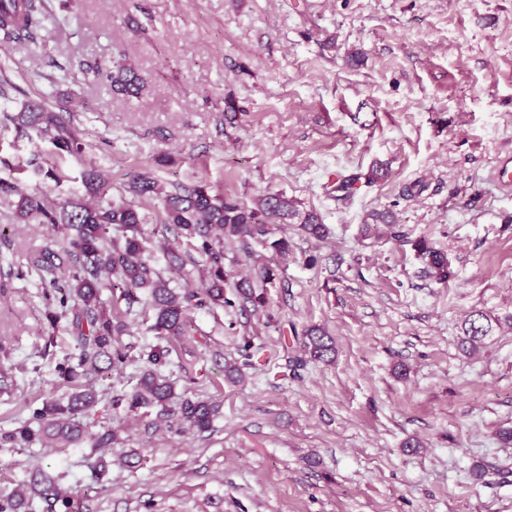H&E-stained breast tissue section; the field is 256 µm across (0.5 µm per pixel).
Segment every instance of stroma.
Here are the masks:
<instances>
[{"label": "stroma", "instance_id": "stroma-1", "mask_svg": "<svg viewBox=\"0 0 512 512\" xmlns=\"http://www.w3.org/2000/svg\"><path fill=\"white\" fill-rule=\"evenodd\" d=\"M44 26L0 46L5 103L65 108L86 144L62 185L30 167L50 146L0 117V178L64 202L86 194L82 174L112 176V197L148 175L200 182L245 203L269 192L300 202L323 239L278 225L287 257L263 283L238 241L224 244V308L202 307L174 341L165 373L177 393L220 404L210 431L177 435L156 409H107L121 429L104 480L66 454L0 447V490L21 488L27 466L62 474L79 512H512V189L494 179L512 154V0H44ZM125 55L140 96L114 93L83 72ZM386 163L388 180L341 200L337 178ZM426 189L403 197L406 184ZM142 231L159 268L165 248L190 243L142 203ZM394 212L379 239L361 226ZM48 224H18L0 198V434L27 405L63 399L55 366L78 350L65 322L50 324L40 273L25 255L52 246ZM447 252L437 281L418 240ZM250 278L259 310L235 301ZM147 292L119 304L129 361L96 378L104 398L132 393L140 356L159 339ZM492 330L461 346L471 312ZM336 341L333 362H305L312 326ZM258 351L243 380V340ZM135 456L124 459L123 454ZM483 479H475L477 466Z\"/></svg>", "mask_w": 512, "mask_h": 512}]
</instances>
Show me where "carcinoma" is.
Wrapping results in <instances>:
<instances>
[{
    "label": "carcinoma",
    "mask_w": 512,
    "mask_h": 512,
    "mask_svg": "<svg viewBox=\"0 0 512 512\" xmlns=\"http://www.w3.org/2000/svg\"><path fill=\"white\" fill-rule=\"evenodd\" d=\"M39 14L36 0H0V40L10 42L31 33ZM92 72L110 82L112 90L119 93L138 94L143 87L139 72L118 61L110 66L98 64ZM5 120L19 129H35L40 138L51 144L55 163L45 171L46 178L57 185L68 178L64 161L80 158L85 148L70 113L29 102L16 115L5 116ZM386 177V170L378 165L345 177L337 186L344 192L340 199H347L355 183L362 179L373 184ZM84 185L96 200L71 198L58 208L39 192L29 193L16 181L0 180V197L12 207L16 222L60 224L65 230L59 248L30 252L28 265L48 281L46 297L51 322L66 320V330L79 350L76 360L68 359L56 366L60 381L70 388L67 398H47L39 405L29 404L28 419L18 429L1 434L0 444L20 448L51 444L63 453L88 439L91 450L86 458L94 476L100 479L108 473L104 453L112 450L120 439L110 424L90 432V419L101 400L91 379L119 370L128 361L127 353L117 346L118 337L126 331V325L114 313L118 303L130 300L136 291H148L153 313L150 329L164 339H177L188 334L193 310L206 304L222 307L228 303L224 298V239L239 241L249 254L252 244L268 243L277 254L285 256L289 250L287 238L268 241L274 224L297 219L301 228L316 238L324 237L327 229L316 213L300 212L292 200L278 193H267L249 205L215 192L206 183L192 187L175 185L169 190L154 178L135 176L127 184L128 192L157 201L164 211L165 223L174 225L180 236L197 242L196 249L209 260L198 288L177 291L169 287V279L147 255L141 231L146 216L138 206L122 198H106L112 188L111 179L95 170L84 173ZM371 219L362 229L366 237L378 236L380 225L391 223L387 211L375 212ZM416 247L428 258L433 277L441 282L450 278L451 261L447 253L428 246L424 240ZM62 270L66 276L60 280L56 273ZM104 288L112 291L109 303L102 299ZM237 288L242 303L255 307L265 303L264 294L254 292L251 285L240 282ZM490 331L488 317L473 312L464 322L462 345L472 350ZM301 344L305 357L313 360L326 361L335 352L333 338L319 327L304 331ZM239 351L243 361L239 366L227 367L230 374H239L241 368L252 365L255 351L251 341L244 340ZM169 356L170 349L161 345L144 353V370L133 392L111 398V408H155L171 429L198 433L210 430L219 405L208 398L176 393L174 384L161 373V368L170 363ZM28 485L30 495L45 503L46 512H74V498L61 487L59 477L33 465L29 468ZM28 496L0 491V512H25Z\"/></svg>",
    "instance_id": "1"
}]
</instances>
